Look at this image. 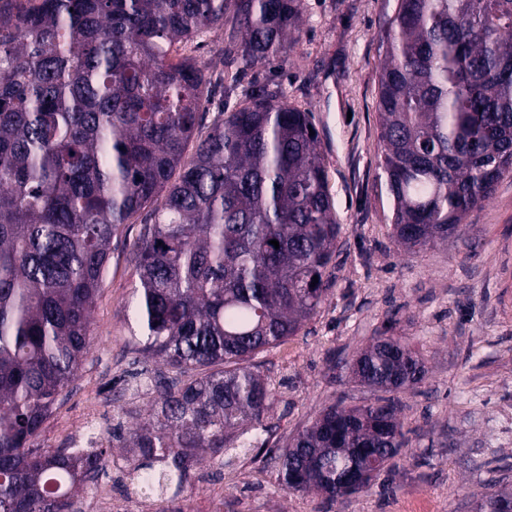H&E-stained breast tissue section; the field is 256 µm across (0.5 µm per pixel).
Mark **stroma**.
<instances>
[{"label": "stroma", "mask_w": 512, "mask_h": 512, "mask_svg": "<svg viewBox=\"0 0 512 512\" xmlns=\"http://www.w3.org/2000/svg\"><path fill=\"white\" fill-rule=\"evenodd\" d=\"M394 9L395 0H302L299 26L277 60L243 75L233 95L213 86L200 112L202 129H210L259 89L310 112L340 232L316 313L255 359L274 403L246 434L248 448L193 465L182 487L153 495L154 512L174 505L209 512L215 488L224 491L223 512H473L482 493L512 491V174L447 243L409 252L395 242L377 111L379 35ZM235 33L226 14L192 56L210 72L232 71L220 50ZM142 233V224H128L113 239L92 312V348L35 441L72 448L96 421L106 465L81 493L83 504L106 489L133 503L143 497L133 457L110 444L113 430L134 426L130 410L150 409V378L167 369L161 358L138 352L132 337L130 257ZM381 336L401 338L425 365L422 384L399 395L406 447L345 503L288 491L271 455L324 408L373 401L350 365Z\"/></svg>", "instance_id": "stroma-1"}]
</instances>
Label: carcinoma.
<instances>
[{"mask_svg": "<svg viewBox=\"0 0 512 512\" xmlns=\"http://www.w3.org/2000/svg\"><path fill=\"white\" fill-rule=\"evenodd\" d=\"M300 6L0 0V512H72L102 468L96 448L33 439L89 352L112 239L142 215L138 344L169 366L119 437L144 491L182 484L271 408L252 360L316 312L336 253L325 159L309 113L265 92L198 137L211 81L186 50L233 9L231 88L282 53ZM381 46L393 237L444 243L512 173V0H397ZM356 360L357 382L386 396L331 405L294 436L275 456L288 490L347 499L405 447L395 394L422 381L421 358L381 336ZM507 496L481 495L476 512L512 509Z\"/></svg>", "mask_w": 512, "mask_h": 512, "instance_id": "carcinoma-1", "label": "carcinoma"}]
</instances>
